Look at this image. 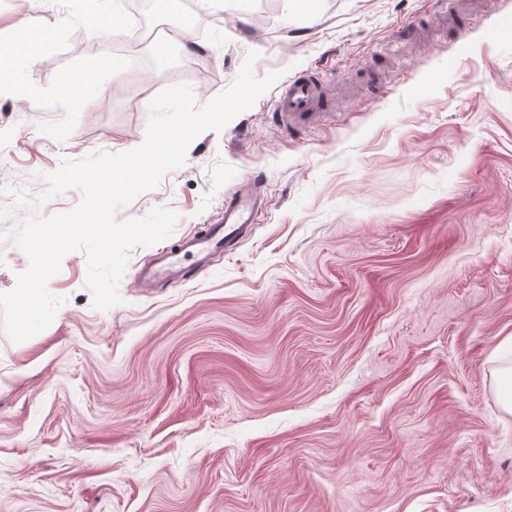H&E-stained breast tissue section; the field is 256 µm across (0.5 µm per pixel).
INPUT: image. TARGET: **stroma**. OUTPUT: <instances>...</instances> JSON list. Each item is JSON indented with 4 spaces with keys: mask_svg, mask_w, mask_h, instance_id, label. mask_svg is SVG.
Masks as SVG:
<instances>
[{
    "mask_svg": "<svg viewBox=\"0 0 512 512\" xmlns=\"http://www.w3.org/2000/svg\"><path fill=\"white\" fill-rule=\"evenodd\" d=\"M201 50L113 43L173 14L86 0H0V29L55 25L0 77V234L66 159L139 147L149 103L185 83L205 105L248 52L256 78L318 69L333 116L278 122L274 90L187 148L120 207L173 209L172 234L130 250L120 305L93 307L87 257L48 282L52 324L0 330V512H512V0H189ZM98 47L96 84L62 90ZM258 229L190 277L141 287L161 249L204 234L252 176Z\"/></svg>",
    "mask_w": 512,
    "mask_h": 512,
    "instance_id": "35a3bbf8",
    "label": "stroma"
}]
</instances>
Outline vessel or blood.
<instances>
[{
	"instance_id": "1",
	"label": "vessel or blood",
	"mask_w": 512,
	"mask_h": 512,
	"mask_svg": "<svg viewBox=\"0 0 512 512\" xmlns=\"http://www.w3.org/2000/svg\"><path fill=\"white\" fill-rule=\"evenodd\" d=\"M327 101L326 86L317 75L295 76L276 94L275 111L290 127H312L327 117ZM263 189V181L254 179L225 199L221 220L191 242L189 254L207 262L248 239L257 223Z\"/></svg>"
}]
</instances>
